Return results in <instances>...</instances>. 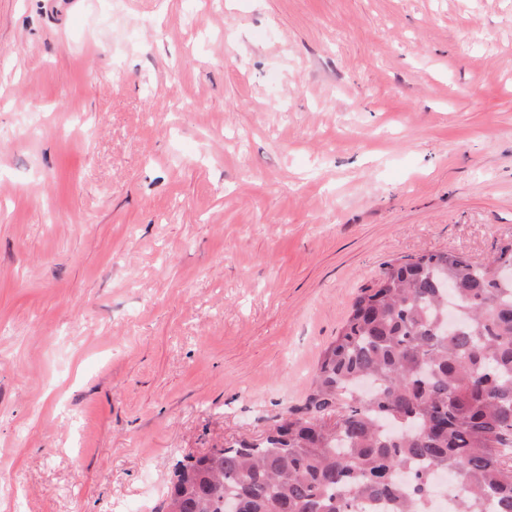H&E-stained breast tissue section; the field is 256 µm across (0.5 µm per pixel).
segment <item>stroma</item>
I'll return each mask as SVG.
<instances>
[{
    "instance_id": "obj_1",
    "label": "stroma",
    "mask_w": 512,
    "mask_h": 512,
    "mask_svg": "<svg viewBox=\"0 0 512 512\" xmlns=\"http://www.w3.org/2000/svg\"><path fill=\"white\" fill-rule=\"evenodd\" d=\"M509 237L512 0H0V512H152Z\"/></svg>"
}]
</instances>
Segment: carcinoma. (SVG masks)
I'll return each mask as SVG.
<instances>
[{
    "label": "carcinoma",
    "instance_id": "carcinoma-1",
    "mask_svg": "<svg viewBox=\"0 0 512 512\" xmlns=\"http://www.w3.org/2000/svg\"><path fill=\"white\" fill-rule=\"evenodd\" d=\"M512 238L475 263H390L361 289L301 405L177 464L155 512H512Z\"/></svg>",
    "mask_w": 512,
    "mask_h": 512
}]
</instances>
